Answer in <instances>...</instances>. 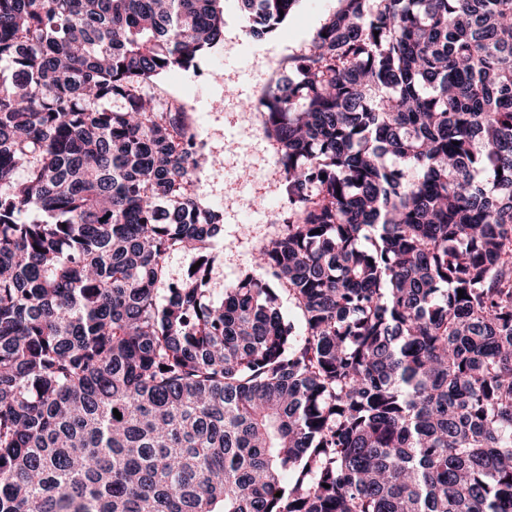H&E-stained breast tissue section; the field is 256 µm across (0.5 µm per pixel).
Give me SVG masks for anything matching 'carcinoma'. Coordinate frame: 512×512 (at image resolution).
<instances>
[{
  "label": "carcinoma",
  "mask_w": 512,
  "mask_h": 512,
  "mask_svg": "<svg viewBox=\"0 0 512 512\" xmlns=\"http://www.w3.org/2000/svg\"><path fill=\"white\" fill-rule=\"evenodd\" d=\"M338 2L215 297L213 160L145 86L224 0H0V512H512V0Z\"/></svg>",
  "instance_id": "cac0c4a2"
}]
</instances>
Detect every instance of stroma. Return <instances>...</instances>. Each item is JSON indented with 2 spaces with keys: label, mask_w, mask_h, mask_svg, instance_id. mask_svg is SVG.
I'll return each instance as SVG.
<instances>
[{
  "label": "stroma",
  "mask_w": 512,
  "mask_h": 512,
  "mask_svg": "<svg viewBox=\"0 0 512 512\" xmlns=\"http://www.w3.org/2000/svg\"><path fill=\"white\" fill-rule=\"evenodd\" d=\"M337 7V0H299L276 35L256 37L236 0H225L223 41L195 68L171 72L149 88L158 99L186 106L206 153L218 160L198 175L204 200L224 210L213 289L236 281L252 252L278 232L287 209L276 149L247 104L278 77L285 58L310 47Z\"/></svg>",
  "instance_id": "obj_1"
}]
</instances>
